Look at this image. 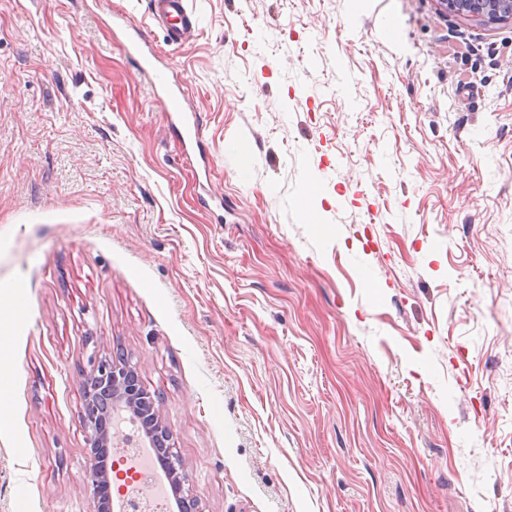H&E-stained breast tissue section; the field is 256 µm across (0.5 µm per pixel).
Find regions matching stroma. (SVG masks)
<instances>
[{"mask_svg": "<svg viewBox=\"0 0 512 512\" xmlns=\"http://www.w3.org/2000/svg\"><path fill=\"white\" fill-rule=\"evenodd\" d=\"M148 2L0 0V512H93L118 347L200 512H512V21L187 0L176 46ZM152 83L157 90L163 93L164 112H167L170 123L178 130L183 142L185 159L193 163L196 150L199 157V124L194 110H187L186 99L181 84L176 79V74L166 68V71H155L152 75ZM202 159V158H201ZM10 336H5L0 332V415L1 417L9 409V393L10 383L6 376L2 375V366L8 363V350L10 344Z\"/></svg>", "mask_w": 512, "mask_h": 512, "instance_id": "35a3bbf8", "label": "stroma"}]
</instances>
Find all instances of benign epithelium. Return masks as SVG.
<instances>
[{"instance_id":"benign-epithelium-1","label":"benign epithelium","mask_w":512,"mask_h":512,"mask_svg":"<svg viewBox=\"0 0 512 512\" xmlns=\"http://www.w3.org/2000/svg\"><path fill=\"white\" fill-rule=\"evenodd\" d=\"M440 7L448 12L488 23L512 20V0H438ZM86 398L82 406V420L90 431L87 437L88 447L100 448L107 445V431L101 425L104 418L102 408L122 404L133 414L144 419L146 429L155 437L157 446L166 448L167 463L176 490L182 491L186 475L179 471L174 462L172 448L167 442L172 440L168 428L159 420L158 400L138 385L137 376L132 367L117 357L100 359L92 362V369L85 377ZM84 481L92 495H97L99 487L115 482L123 487L130 485L133 478L119 468L114 462L111 470L100 469L89 458L84 474Z\"/></svg>"}]
</instances>
